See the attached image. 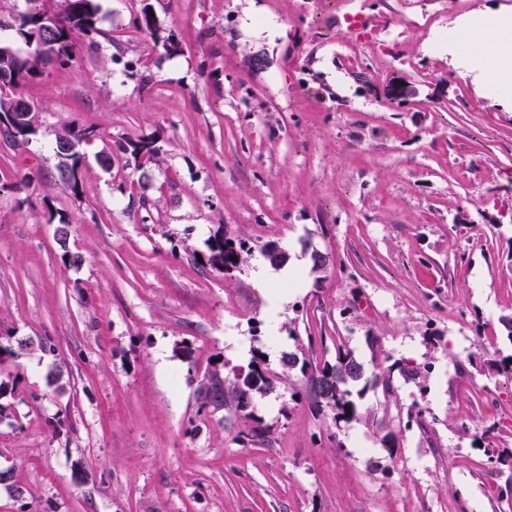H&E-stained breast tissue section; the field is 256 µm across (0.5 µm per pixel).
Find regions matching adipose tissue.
Wrapping results in <instances>:
<instances>
[{"label":"adipose tissue","instance_id":"adipose-tissue-1","mask_svg":"<svg viewBox=\"0 0 512 512\" xmlns=\"http://www.w3.org/2000/svg\"><path fill=\"white\" fill-rule=\"evenodd\" d=\"M456 37L482 61L484 84L512 104V27L495 15L482 14L457 30Z\"/></svg>","mask_w":512,"mask_h":512}]
</instances>
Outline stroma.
<instances>
[{"instance_id": "obj_1", "label": "stroma", "mask_w": 512, "mask_h": 512, "mask_svg": "<svg viewBox=\"0 0 512 512\" xmlns=\"http://www.w3.org/2000/svg\"><path fill=\"white\" fill-rule=\"evenodd\" d=\"M305 2L98 0L101 35L22 87L36 133L0 141V469L24 495L0 489V512H512V105L433 46L512 0H354L407 16L357 57L336 0ZM70 122L102 133L78 198L56 182ZM141 139L143 163L120 150ZM219 230L248 243L239 270L203 263ZM341 348L368 386L337 424L281 360ZM257 351L282 382L201 408L204 377ZM401 358L426 390L383 392ZM430 366H424L423 369L421 368H411L407 364H403L402 362L396 361L394 362L388 371V375L383 380V386L388 392V394H391L393 391H391V378L392 374L395 370H398L400 375L407 381L413 380L417 384L420 385V379L424 381L426 378V375L424 374V371L427 373L430 372ZM424 370V371H423Z\"/></svg>"}]
</instances>
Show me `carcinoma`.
<instances>
[{
    "instance_id": "carcinoma-1",
    "label": "carcinoma",
    "mask_w": 512,
    "mask_h": 512,
    "mask_svg": "<svg viewBox=\"0 0 512 512\" xmlns=\"http://www.w3.org/2000/svg\"><path fill=\"white\" fill-rule=\"evenodd\" d=\"M68 5L60 12L50 15L45 11L32 16L27 20L15 21L13 29L17 41L22 46L15 48L16 53L28 58L36 50L31 43L32 29L37 25L47 24L52 27L56 49L61 64L65 65L75 59L80 53L84 43L91 33H100V6L96 0H67ZM137 29L152 38H159L157 20L149 12V6H144L140 16L137 17ZM40 77V73L28 63H22L17 70L15 88L31 83ZM35 130L23 132L12 130L5 123L0 126V137L14 147L21 148L27 144L28 137ZM81 143L77 146L70 159L57 163L56 169L61 184L73 195L83 193L82 165L85 159V147L102 139V135L95 127L79 128ZM209 262L218 269L230 271L239 267L242 262V253L249 251L247 243L236 242L225 235L217 234L209 240ZM300 368V372L309 390L314 407L317 410L330 409L335 423L350 422L357 417L356 406L350 399L351 387L365 377V367L350 351H338L336 363L324 364L322 367H311V362L299 361V357L290 354L283 359V368L291 370ZM407 381L420 382L426 378L430 366L411 368L399 361L394 362L383 380L386 392H391V378L394 371ZM283 381L280 374L263 370L254 363L248 365L246 375H235V380L224 379V373L213 370L206 377L198 390V400L203 409L210 408L217 413L230 405L236 410L244 412L253 404V393L265 392L275 384Z\"/></svg>"
}]
</instances>
